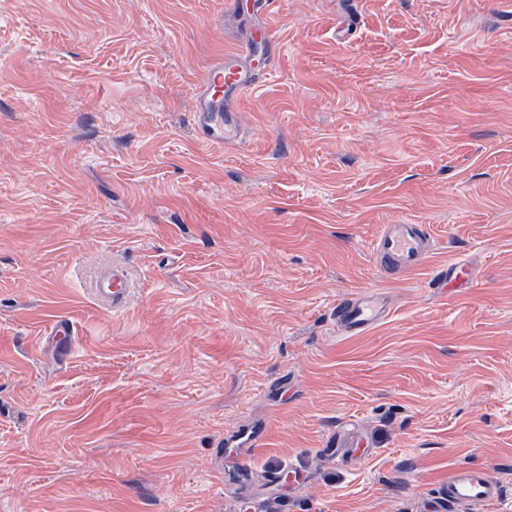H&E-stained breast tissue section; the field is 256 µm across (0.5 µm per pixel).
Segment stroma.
I'll return each instance as SVG.
<instances>
[{
	"label": "stroma",
	"mask_w": 512,
	"mask_h": 512,
	"mask_svg": "<svg viewBox=\"0 0 512 512\" xmlns=\"http://www.w3.org/2000/svg\"><path fill=\"white\" fill-rule=\"evenodd\" d=\"M247 39L243 142L204 146ZM402 220L437 250L389 280ZM358 290L391 315L339 335ZM457 466L512 512V0H0V512H422ZM250 44L240 45L232 55L209 67L199 79L195 100L194 124L200 143L217 148L242 143L237 112H226L225 101L256 90L255 78L240 63L247 58ZM436 239L425 224H385L374 242L378 269L386 276L402 277L425 263ZM129 290L127 274L120 266H112V270L98 277L97 299L112 309H119L125 304ZM264 427L250 428L247 430H237L231 434L224 435V446L228 448H238L240 450V464L237 467L238 473L247 471L248 461L250 460L253 449L259 445Z\"/></svg>",
	"instance_id": "obj_1"
}]
</instances>
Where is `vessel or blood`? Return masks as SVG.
Returning a JSON list of instances; mask_svg holds the SVG:
<instances>
[{"label":"vessel or blood","mask_w":512,"mask_h":512,"mask_svg":"<svg viewBox=\"0 0 512 512\" xmlns=\"http://www.w3.org/2000/svg\"><path fill=\"white\" fill-rule=\"evenodd\" d=\"M249 53V44L240 45L234 54L224 56L200 78L194 110L195 131L200 143L217 148L241 144L239 116L226 111L225 103L230 97H239L257 88L254 77L241 64ZM435 246L436 240L426 225L403 222L383 225L373 251L383 274L401 277L422 267ZM128 292L129 281L122 267H113L97 280L96 296L103 305L121 308ZM389 315L390 307L384 297L368 290L344 295L333 308L336 330L345 336L368 334ZM262 434V428L258 427L225 435V446L240 451L239 471H247ZM501 497V485L488 471L459 467L449 473L434 506L437 512H465L472 504H492Z\"/></svg>","instance_id":"obj_1"}]
</instances>
